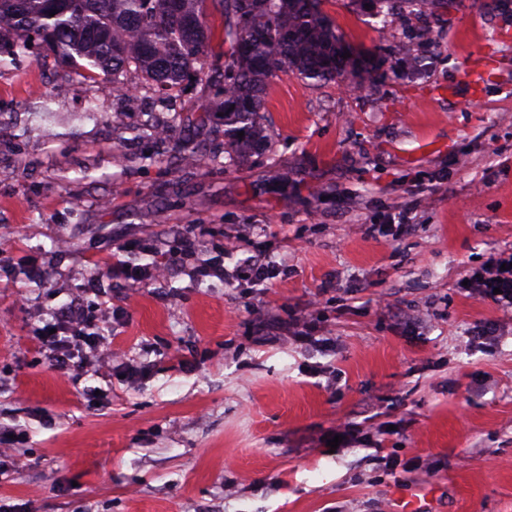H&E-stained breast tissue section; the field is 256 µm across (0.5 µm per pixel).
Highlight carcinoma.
<instances>
[{
	"instance_id": "1",
	"label": "carcinoma",
	"mask_w": 512,
	"mask_h": 512,
	"mask_svg": "<svg viewBox=\"0 0 512 512\" xmlns=\"http://www.w3.org/2000/svg\"><path fill=\"white\" fill-rule=\"evenodd\" d=\"M224 18V53L210 44L209 7ZM350 51L320 0H0V70L31 58L42 67L112 85L118 95H179L189 80L224 114V166L266 150L261 112L269 79L292 72L313 84L368 64ZM166 126L171 151L188 160L197 143ZM243 137H238L239 132Z\"/></svg>"
}]
</instances>
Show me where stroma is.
Masks as SVG:
<instances>
[{
	"label": "stroma",
	"instance_id": "35a3bbf8",
	"mask_svg": "<svg viewBox=\"0 0 512 512\" xmlns=\"http://www.w3.org/2000/svg\"><path fill=\"white\" fill-rule=\"evenodd\" d=\"M320 8L373 65L361 92L278 74L268 152L230 169L199 85L202 150L165 170L142 131L171 113L0 71V512H512V315L459 285L512 252V0L435 10L429 50L417 16L388 32L365 0ZM405 210L409 234H369ZM186 235L195 262L261 250L277 275L135 287ZM104 295L119 359L53 369L35 328Z\"/></svg>",
	"mask_w": 512,
	"mask_h": 512
}]
</instances>
